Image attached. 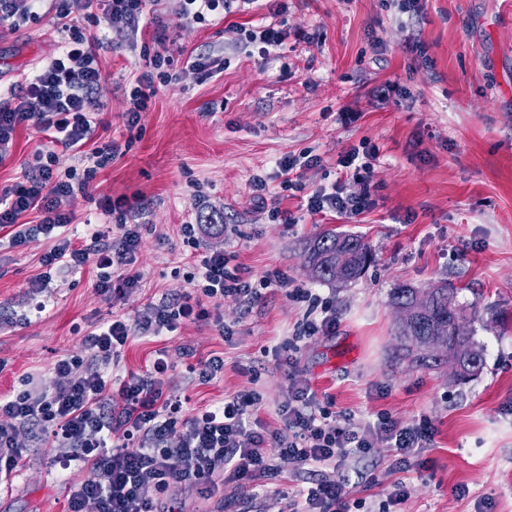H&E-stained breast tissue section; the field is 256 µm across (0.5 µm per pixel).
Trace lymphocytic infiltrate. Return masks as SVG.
I'll return each mask as SVG.
<instances>
[{"label": "lymphocytic infiltrate", "mask_w": 512, "mask_h": 512, "mask_svg": "<svg viewBox=\"0 0 512 512\" xmlns=\"http://www.w3.org/2000/svg\"><path fill=\"white\" fill-rule=\"evenodd\" d=\"M61 41L58 52L31 76L9 100L0 103V159L5 158L19 127L31 124L45 141L23 168L22 179L0 191V229L9 247L45 238L52 246L41 258L48 270H74L87 264L97 269L96 288L120 293L139 287L134 269L141 243L137 216L143 206L128 197L99 200L102 213L115 216L107 230L88 228L67 235L75 216L65 207L76 195H89L98 170L120 155L118 143H98L102 104L95 92L103 80L97 62V38L88 35L83 20L104 18L113 29L135 31L145 0H50ZM184 16L202 23L232 10L266 11L268 22L245 30L241 49L248 56L267 59L283 46L286 30L274 19L288 10L287 0H183ZM147 69L130 86L127 124H137L156 82L177 79L184 70L210 78L223 65L212 54L180 56L159 46L145 58ZM76 152L81 170L55 169L56 149ZM368 189L344 192L341 184L312 191L307 201L311 214L334 213L353 217L372 209ZM230 254L214 251L204 256L195 277L201 296L251 304L262 289L284 288L288 278L276 270L258 282L243 280L231 271ZM203 316L198 303L184 296L150 308L138 323L116 318L84 338L88 358L61 355L52 372L64 386L53 393L26 390L0 396V478H11L22 458L16 446V428L24 425L39 445L66 448L67 463L87 470L73 485L67 512H174L164 497L166 487L183 483L201 493L219 483L241 489L260 474H275L281 462L320 469L321 476L305 492L289 501V512H348L345 463L367 456L376 442L393 452V465L404 470L417 449L430 447V422L404 426L382 417L376 426L360 427L321 410L310 388L292 384L287 406L277 415L287 437L265 432L258 416L257 394H237L192 415L182 413V402L164 394L162 385L170 366L158 353L144 373L118 378L104 375V366L118 357L134 329L160 334L175 331L181 322ZM119 389L123 402L107 403L111 389ZM176 446H169L171 434Z\"/></svg>", "instance_id": "f902f5d3"}]
</instances>
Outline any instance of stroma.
Returning <instances> with one entry per match:
<instances>
[{
  "label": "stroma",
  "mask_w": 512,
  "mask_h": 512,
  "mask_svg": "<svg viewBox=\"0 0 512 512\" xmlns=\"http://www.w3.org/2000/svg\"><path fill=\"white\" fill-rule=\"evenodd\" d=\"M182 8V0H148L134 44L107 22L87 26L102 41L100 135L122 153L97 174L92 198L66 207L76 224L109 225L96 199H142L134 265L141 285L110 297L94 288L87 265L53 274L33 295L29 285L43 271L50 242L0 249V394L23 391L29 376L40 390L61 388L52 363L64 353L86 356L83 338L100 323L115 315L134 320L150 305L191 293L196 264L182 255L180 226L212 213L217 221L203 225L198 256L224 249L243 279L278 269L289 287L264 289L249 307L203 300L205 319L162 336L130 337L118 357L123 371L143 372L165 351L171 369L163 391L183 398L185 414L257 392L271 432L283 430L276 412L293 380L357 425H375L383 415L406 425L431 422L433 445L417 451L410 470L392 469L382 442L370 457L349 460L351 512H512V0H425L419 17L405 21L386 0H288L279 22L289 37L262 64L236 48L260 11L196 24L183 20ZM298 29L305 38L295 37ZM161 32L173 53H213L230 65L216 79L188 70L158 85L138 124L128 125L125 91ZM59 39L44 8L19 28L0 25V89L52 55ZM416 40L425 55L411 52ZM387 81L407 88V96L366 99ZM41 140L33 127L18 129L0 164V190L18 182ZM363 141L378 151L368 181L374 207L353 218L310 215L309 194L336 182L339 153ZM305 151L323 162L302 170L282 201L292 223L271 221L252 178L274 174L276 160ZM228 224L234 235H225ZM324 228L370 247L373 261L357 281H319L305 267L303 248ZM401 283L458 289L466 326L483 348L477 377L458 383L449 365L399 358L390 293ZM297 285L330 305L335 329L299 336L308 305L294 297ZM39 302L44 311H36ZM290 339L296 347L287 364L278 347ZM189 349L199 359L222 356L223 373L200 383L186 370ZM16 443L22 467L0 493V512H65L70 486L84 471L62 481L53 462L64 449L38 447L24 429ZM311 478L310 468L281 463L278 474L252 484L257 512H287L289 498ZM399 482L409 497L393 506L389 495Z\"/></svg>",
  "instance_id": "stroma-1"
}]
</instances>
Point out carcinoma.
I'll return each instance as SVG.
<instances>
[{
    "mask_svg": "<svg viewBox=\"0 0 512 512\" xmlns=\"http://www.w3.org/2000/svg\"><path fill=\"white\" fill-rule=\"evenodd\" d=\"M369 247L359 238L343 231L328 229L320 233L304 252L308 266L316 269L322 281L347 285L356 281L370 262ZM458 289L416 288L402 284L393 289L391 301L399 309L411 311V321L399 327L402 357L410 364L428 366L440 358L464 365L463 380L478 375L483 366L481 350L461 324L463 309L457 302ZM442 335L441 357L427 353L431 337Z\"/></svg>",
    "mask_w": 512,
    "mask_h": 512,
    "instance_id": "obj_1",
    "label": "carcinoma"
}]
</instances>
